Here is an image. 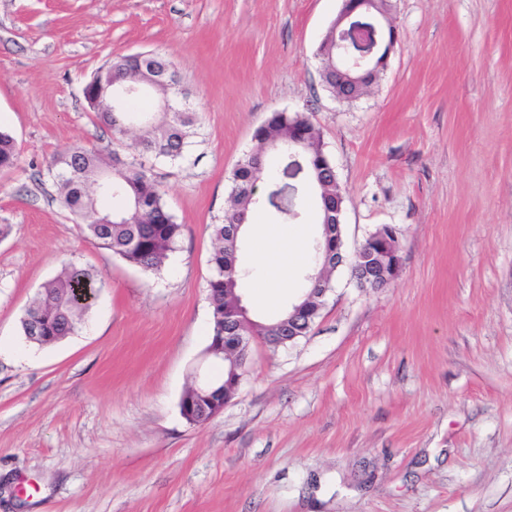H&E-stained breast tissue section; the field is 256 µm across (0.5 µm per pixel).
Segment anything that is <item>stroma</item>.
Here are the masks:
<instances>
[{
  "mask_svg": "<svg viewBox=\"0 0 512 512\" xmlns=\"http://www.w3.org/2000/svg\"><path fill=\"white\" fill-rule=\"evenodd\" d=\"M399 42L366 92L331 95L319 48L341 0H0V512H512V0H390ZM174 62L194 134L153 172L181 234L162 271L84 238L54 156H130L82 89L118 56ZM306 113L346 191L347 252L395 225L400 276H332L307 336L260 340L236 398L179 403L211 328V227L271 113ZM316 266V215L289 225ZM71 263L102 276L49 347L20 319ZM19 154L14 138L0 131V170H11L18 166Z\"/></svg>",
  "mask_w": 512,
  "mask_h": 512,
  "instance_id": "1",
  "label": "stroma"
}]
</instances>
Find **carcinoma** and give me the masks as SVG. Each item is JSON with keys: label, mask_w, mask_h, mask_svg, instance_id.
Here are the masks:
<instances>
[{"label": "carcinoma", "mask_w": 512, "mask_h": 512, "mask_svg": "<svg viewBox=\"0 0 512 512\" xmlns=\"http://www.w3.org/2000/svg\"><path fill=\"white\" fill-rule=\"evenodd\" d=\"M117 76L132 77L139 70L169 71L173 65L152 52L139 56H123L109 63ZM139 99L129 101L121 112H103V119L112 137L120 140L128 132V119L137 108ZM193 119L179 104L177 112H144L139 118L132 158L112 155V168L94 152L81 147L57 158L49 173L59 189L60 205L80 219L82 232L102 248L121 256L130 264L145 271L162 270L165 261L175 248L181 225L169 212L159 184L148 159L176 161L185 157ZM310 124L302 112H274L260 125L253 135L254 147L238 161L230 182V205L224 211V223L212 225L213 248L209 263L212 274L207 282L211 306V335L224 331V309L232 306L239 294L240 280H224V268L238 261L239 246L226 240L224 225L246 224L251 214L260 209L273 213L283 223L297 220L305 200L301 192L288 188L284 179L288 169V141L293 130ZM19 154L14 138L0 131V170L18 166ZM106 172L111 192L106 195L118 198L123 205L114 210H104L100 200L105 195L93 186L95 175ZM98 275L76 264L66 266L59 275L42 285L41 291L28 307L21 320L24 335H33L30 318L39 313L57 330L56 337L36 340L39 345L50 344L74 333L89 309L91 298L77 295L80 290L95 291ZM288 313L272 321L258 320L254 334L264 336L269 347L276 349L284 344L281 323Z\"/></svg>", "instance_id": "carcinoma-1"}]
</instances>
